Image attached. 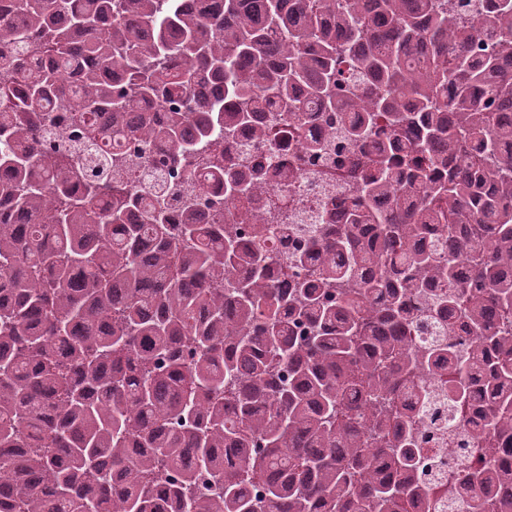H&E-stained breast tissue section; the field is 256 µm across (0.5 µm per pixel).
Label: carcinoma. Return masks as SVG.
Returning a JSON list of instances; mask_svg holds the SVG:
<instances>
[{"instance_id": "1", "label": "carcinoma", "mask_w": 512, "mask_h": 512, "mask_svg": "<svg viewBox=\"0 0 512 512\" xmlns=\"http://www.w3.org/2000/svg\"><path fill=\"white\" fill-rule=\"evenodd\" d=\"M266 112L355 186L285 282L224 155ZM438 364L445 512H512V0H0V512H439ZM436 427L444 426L438 425V423L431 425L428 420L423 422L422 429H425V434L430 436V443L425 445V448H427L429 455L432 456V459H440L442 462V465H440L441 469L447 473L448 468H454L457 462V454L455 452L448 453V448H453L456 449V451H459L457 444L460 441V438L456 436L455 439L448 443V428L446 427L443 432H436Z\"/></svg>"}]
</instances>
